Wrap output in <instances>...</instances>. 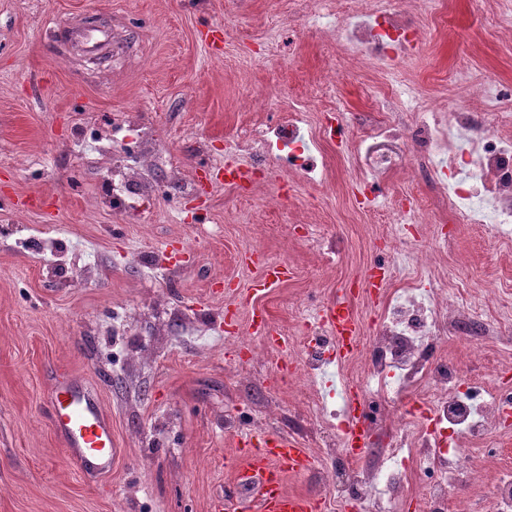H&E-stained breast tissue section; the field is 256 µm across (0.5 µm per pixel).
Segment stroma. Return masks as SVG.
Instances as JSON below:
<instances>
[{
	"label": "stroma",
	"mask_w": 512,
	"mask_h": 512,
	"mask_svg": "<svg viewBox=\"0 0 512 512\" xmlns=\"http://www.w3.org/2000/svg\"><path fill=\"white\" fill-rule=\"evenodd\" d=\"M312 0H0V512H211L240 486L230 462L240 421L293 433L324 458L305 416L330 390L285 388L294 358L251 337L240 311L226 341L224 307L260 275L244 254L286 263L288 281L262 302L275 326L298 336L308 310L341 290L358 292L362 335L381 299L364 283L376 265L387 289L411 280L471 302L494 332L443 351L464 377L512 386V315L485 305L512 289V246L475 224L455 223L413 163L371 176L346 148L322 143L325 182L297 186L270 156L253 183H224V165L249 160L233 145L279 113L301 109L315 130L360 120L411 123L387 77L344 57L335 27L312 22ZM414 34L401 77L447 114L469 91L455 64L496 76L512 108V6L492 0L494 31L475 0H400ZM102 15L112 62L95 66L65 38ZM134 114L157 137L158 173L179 184L144 211L112 201V159L77 147L86 124L107 130ZM423 209L401 223L395 207ZM431 249L404 264L406 243ZM69 371L96 387L123 450L111 476L84 482L48 425L51 376ZM487 477L468 512H485L498 476L512 473V428L486 442Z\"/></svg>",
	"instance_id": "35a3bbf8"
}]
</instances>
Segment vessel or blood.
I'll return each mask as SVG.
<instances>
[{"label":"vessel or blood","instance_id":"b4317fda","mask_svg":"<svg viewBox=\"0 0 512 512\" xmlns=\"http://www.w3.org/2000/svg\"><path fill=\"white\" fill-rule=\"evenodd\" d=\"M288 278L287 266H264L260 278L240 298L249 308V334L264 337L275 347L282 346L284 338L258 300ZM316 316L329 331L335 359L348 360L354 350L352 338L360 331L352 296L347 293L337 296L321 306ZM343 399L344 437L358 457L368 439L363 424L364 401L359 391L350 386L345 387ZM48 422L84 481L91 482L111 473L121 454L112 434V415L82 378L70 373L54 375L48 396ZM236 445L245 458L242 472L258 476L262 489L259 503L240 499L236 505L238 512H321L322 501L316 494L294 493L284 488L285 475H304L315 465L313 457L300 447L293 435L258 432L245 423L238 429Z\"/></svg>","mask_w":512,"mask_h":512}]
</instances>
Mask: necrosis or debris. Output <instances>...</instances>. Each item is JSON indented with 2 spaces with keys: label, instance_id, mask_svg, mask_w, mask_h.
<instances>
[{
  "label": "necrosis or debris",
  "instance_id": "4bbe7bcc",
  "mask_svg": "<svg viewBox=\"0 0 512 512\" xmlns=\"http://www.w3.org/2000/svg\"><path fill=\"white\" fill-rule=\"evenodd\" d=\"M345 14L348 21L338 32L345 51L382 66L406 111H422L418 89L398 78L409 24L396 0H369L366 8L350 6ZM499 86L495 78H483L476 85L479 111L455 105L447 121H422L407 130L373 125L355 141L354 154L371 174L416 155L419 170L438 180L459 223L477 224L496 238L511 240L512 138L497 129L512 123V112L505 110ZM260 137L287 153L303 182L326 178L322 160L309 149L312 134L303 111L284 114ZM152 161L146 152L138 168L113 167L112 196L126 209L141 207V184ZM487 333V322L474 310L438 299L425 288L413 285L389 293L374 331L360 346L368 361L364 423L375 440L406 426L410 418L421 422L411 445H390L369 467L344 454L343 435L334 431L331 444L337 453L331 466L319 471V495L357 504L363 512H394L407 499L421 503L424 512H448L453 494L473 488L477 468L457 456H443L433 428L441 426L452 442H481L498 430L505 394L489 382L463 380L459 365L443 359L438 346L448 334L476 344Z\"/></svg>",
  "mask_w": 512,
  "mask_h": 512
}]
</instances>
